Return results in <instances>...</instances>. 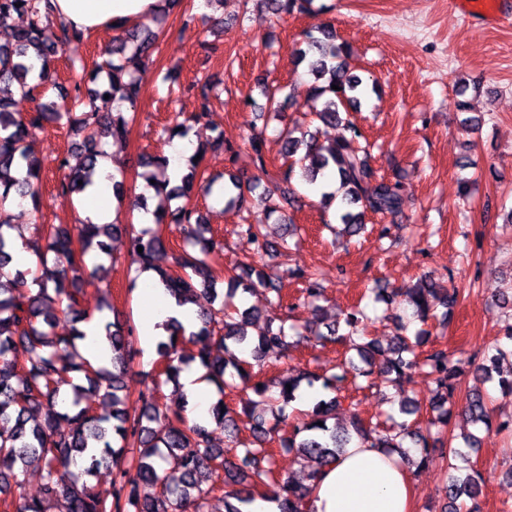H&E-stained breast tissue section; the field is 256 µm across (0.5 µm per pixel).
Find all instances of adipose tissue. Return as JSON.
<instances>
[{
    "label": "adipose tissue",
    "instance_id": "obj_1",
    "mask_svg": "<svg viewBox=\"0 0 512 512\" xmlns=\"http://www.w3.org/2000/svg\"><path fill=\"white\" fill-rule=\"evenodd\" d=\"M51 15L68 25L92 34L125 26L133 19H144L157 9L158 0H50ZM116 165L102 160L94 182L82 194L78 222L109 224L116 218L111 203V177ZM157 276L142 273L138 279L151 307L141 329L145 359H152L157 344L165 339V324L180 322L186 330L197 325L194 308L178 305L156 288ZM414 491L405 460L377 448L351 444L336 460L322 469L306 497L308 512H414Z\"/></svg>",
    "mask_w": 512,
    "mask_h": 512
}]
</instances>
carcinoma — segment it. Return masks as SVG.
Here are the masks:
<instances>
[{
	"mask_svg": "<svg viewBox=\"0 0 512 512\" xmlns=\"http://www.w3.org/2000/svg\"><path fill=\"white\" fill-rule=\"evenodd\" d=\"M265 7L275 16L294 13H312L313 0H264ZM49 4L42 0H0V27L10 26L16 16H25L28 23L12 28L11 44H0V85L17 84L25 96L33 95L39 86L53 83L50 77L32 78V59L52 60L59 51L73 42H80L84 33L63 23L53 24L45 12ZM160 32L143 25L129 30L112 43L108 59L98 66L91 83H96L103 72L107 82L99 88L82 87L76 83L72 92L57 99L36 101L31 112L22 114L12 104L0 98V507L3 512H47V506L63 496L69 512H180L182 502L195 495L196 512H206L208 500L219 490L213 476L224 471L225 497L247 503L254 498L257 488L268 481L280 487V512H302L304 487L284 476H276L274 455L265 446L269 419L282 423L288 419L287 407L296 400L302 381L312 387L322 382V388L334 396L319 400L311 420L293 426L288 438L280 440L281 447L296 452L297 459L311 464L307 479L313 480L319 469L332 463L342 450L358 440L371 448H402L411 440L420 450L415 462L420 468L430 457V441L441 443L454 456L463 454V448H476L480 439L470 433L463 436L464 447H456L445 438L452 416L456 391L457 368L448 351L434 347L421 359L415 347L422 336L415 339L399 334L388 349L383 364L375 362L380 350L378 340L364 339L362 325L370 320L366 308L356 306L344 314L343 326L327 328V333L300 327L284 316L278 322L270 321L257 337L248 335L249 321L258 316L249 308L236 307L231 298L237 292L248 293L255 288L265 290L269 299L283 303L282 288L275 276L256 270L248 260L237 263L236 275L231 279L227 295L216 288L212 274V255L216 242L206 240L207 231L203 215L189 197L194 183L206 193L212 191V181L201 171L200 161L191 162L189 173L182 184L169 186L165 178L167 159L164 156H142L140 165L150 170L143 175L153 181L152 187L161 198L155 212L157 226L176 224L186 245L200 246L199 254L185 250L175 258L176 269L157 263L159 255L167 249V240L159 230L137 232L118 224H33L32 244L37 258V269L11 270L12 245L8 231L15 228L9 223L4 204L10 197L30 198L33 209L39 210V183L43 163L31 154L26 139L31 129L46 122L66 118L67 124L83 134L81 147L55 157L63 177L56 184L62 196L79 194L91 184V176L98 160L104 156L101 137L112 136L115 141L128 138L135 114L113 107L117 100L135 107L141 84L131 75L130 67H145L158 50ZM298 63L313 78L310 101H323L322 108L313 115L325 125L340 126L343 135L328 145L319 143L307 131L295 135L286 130L280 137L282 158L292 159L284 172V181L299 174L307 184H314L328 170L336 171L341 198L339 216L343 233L352 238L364 232L366 215L394 214L402 204L400 183L376 175L370 164L367 147L355 146L363 138L361 130L344 114L361 105L364 93L363 78L353 73L347 64L349 45L339 39L331 26L321 24L304 31L295 48ZM339 89L334 90L332 86ZM257 86L266 99L265 108L277 117L288 108V98H280L282 88L265 74L257 78ZM192 92L199 102V111L181 120L174 119L167 128L169 137L184 136L188 123L205 118L210 104L213 84L200 79L192 84ZM266 140L263 132H254L248 140V157L253 165L266 173ZM24 175L17 176V173ZM231 186L236 193L228 196L225 207L245 209L251 203L267 206L274 213L299 205V197L290 190L278 192V187L262 183L253 176L246 180L233 175ZM127 236V248L138 270H152L159 277L166 292L180 306L197 303L198 294L206 292L211 299H222L216 310H201L200 326L186 331L181 323L171 322L167 340L157 345L162 369L152 385L138 392L139 412L128 413L122 404L130 398L126 384L131 363L136 355V329L127 320L114 318L106 321L103 330L112 352V368L98 366L90 360L76 358V341L83 338L78 324L89 319L79 306L82 292L78 273L85 255L97 250L105 255L111 250L112 237L118 232ZM245 234L255 245L258 255L274 256L278 249L267 239L265 225L247 224ZM143 251H137V248ZM304 281L300 301L314 306L323 296L321 272L310 267L298 273ZM387 305L403 306L422 322L441 318L448 320V310L459 301L456 293L437 286L431 278H424L413 288H368L365 296ZM70 323L69 335L58 336V323ZM319 339H343L350 343L361 366H353L348 359L338 371L322 376L303 373L296 378L269 381H251L247 370L249 362L240 357L244 350L259 360L273 352L288 357L291 337L303 332ZM224 348L225 358H211V344ZM23 357H18V350ZM512 358V349L505 350L495 340L484 346L482 362L477 371L484 378L498 375V384L506 394H512V367L501 370L502 362ZM199 363L205 380L215 384L219 392L232 386L237 378L250 390L242 412L251 425L254 442L243 445L239 463L231 464L224 458V449L214 443L207 426L190 420L186 402L177 398L175 404L159 401L162 386L178 385L184 366ZM428 368L436 391L428 406L432 416L426 427L414 423V428L402 423L397 430L382 429L377 424L352 415L349 426L339 430L328 425L341 406L337 392L348 379H362L371 388L381 377L399 384L411 377L419 368ZM65 372L83 374L86 385L72 386L70 403L59 405V379ZM102 393L103 402L112 406L105 415L96 412L87 395ZM233 409L218 399L211 406L212 420L224 428V433L237 437L239 427L232 415ZM466 418L485 431H512V421L493 424L491 411L484 397L472 393L463 409ZM173 459L180 470V478L173 482L167 476L163 463ZM87 460L79 475L72 473L69 464ZM114 464L119 473L112 489L93 492L83 476L94 475L102 466ZM41 473L40 494L32 498L14 499L10 489L23 483L28 471ZM482 476L480 472L452 475L445 488L448 512H482L480 500Z\"/></svg>",
	"mask_w": 512,
	"mask_h": 512,
	"instance_id": "cac0c4a2",
	"label": "carcinoma"
}]
</instances>
